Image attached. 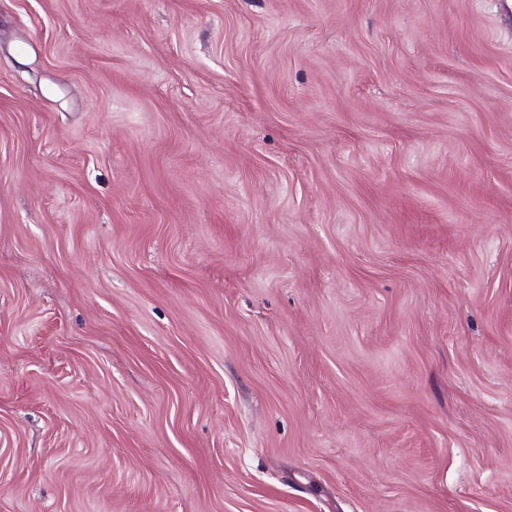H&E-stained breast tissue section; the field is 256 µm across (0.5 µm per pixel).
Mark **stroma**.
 Instances as JSON below:
<instances>
[{
    "mask_svg": "<svg viewBox=\"0 0 512 512\" xmlns=\"http://www.w3.org/2000/svg\"><path fill=\"white\" fill-rule=\"evenodd\" d=\"M0 512H512V0H0Z\"/></svg>",
    "mask_w": 512,
    "mask_h": 512,
    "instance_id": "1",
    "label": "stroma"
}]
</instances>
